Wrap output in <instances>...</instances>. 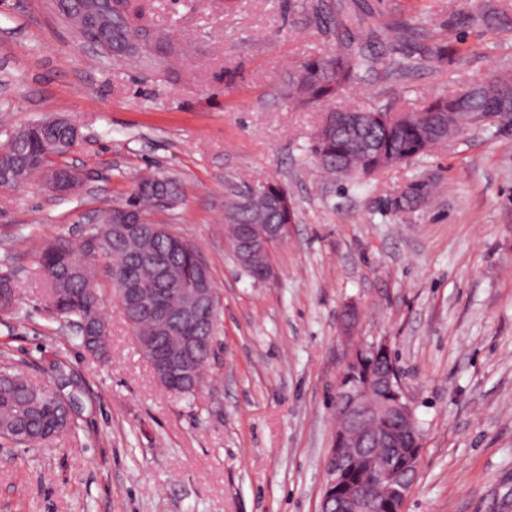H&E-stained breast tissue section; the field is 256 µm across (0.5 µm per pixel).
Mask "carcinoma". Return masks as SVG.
Returning a JSON list of instances; mask_svg holds the SVG:
<instances>
[{
    "label": "carcinoma",
    "instance_id": "carcinoma-1",
    "mask_svg": "<svg viewBox=\"0 0 512 512\" xmlns=\"http://www.w3.org/2000/svg\"><path fill=\"white\" fill-rule=\"evenodd\" d=\"M105 23L112 29V40L128 45L127 57L139 59L149 67L152 61L175 56L177 46L169 32L153 27L133 9L130 0L112 4L110 0H95ZM305 14L326 15L327 25L336 31L342 48L324 51L301 61L290 73L283 97L299 105H325L343 92L364 82L377 70L379 56L365 50L359 30V17L353 0H343L335 7L323 0H301ZM483 26L491 30L512 29V0H486L476 8ZM429 17L395 21L382 31L371 33L374 42L392 45L396 42L421 44L419 58L401 71L440 64L457 54V49L446 42L428 41ZM472 92L462 97L460 92L440 94L430 98L420 108L396 109L389 102L374 101L360 109L338 110L328 116L318 128L311 144V153L317 166L327 175L340 178L369 176L396 164L407 163L428 155L432 149L450 140L448 130L455 135L471 128L470 117L479 113L484 122H503L512 119V71L493 75L487 80L469 84ZM359 116L364 124L365 138L350 134L343 119ZM59 128L49 125L38 129L25 127L6 134L0 145V186L15 188L29 176L34 165L49 149ZM179 198L176 182L158 173L146 175L137 183L126 205L145 218L156 210L157 192ZM432 188L425 182L411 185L394 200V208L411 209L429 197ZM286 189L277 182L265 186V195L250 198L234 194L224 202L230 224H288L295 220V205L283 211L277 199ZM88 235L99 240L96 257L105 263L108 287L116 291L112 279V265L122 259L131 280L143 287L152 285L156 268L146 258L148 253L165 255L169 267L180 274L195 261L199 250L188 243L183 253H168V238L159 235L148 243L138 238L122 239L112 234V225H95ZM84 240L68 243V252L60 253L48 244L37 254V263L43 269L48 288V302L53 314L67 322L74 331L72 340L84 349L95 347V332L83 325L89 310L101 308L97 270L83 263ZM18 300L16 286L9 274H0V309L13 308ZM82 390L63 374L53 386L38 388L15 371H0V440L16 446L31 447L44 442L48 422L80 428Z\"/></svg>",
    "mask_w": 512,
    "mask_h": 512
}]
</instances>
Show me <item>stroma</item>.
<instances>
[{
    "label": "stroma",
    "mask_w": 512,
    "mask_h": 512,
    "mask_svg": "<svg viewBox=\"0 0 512 512\" xmlns=\"http://www.w3.org/2000/svg\"><path fill=\"white\" fill-rule=\"evenodd\" d=\"M140 2L181 47L153 68L89 49L53 0H0V143L67 117L80 138L66 162L83 176L67 195L36 175L0 188V272L19 290L17 313H0V368L42 385L62 365L88 394L78 433L0 441V512H319L336 384L356 344L381 340L423 435L402 512H512V123L329 180L309 152L321 110L281 96L299 61L336 45L300 0ZM428 7L452 61L392 73L388 60L416 46L380 48L376 75L336 107L418 106L512 68V33L473 20L472 0ZM149 169L180 195L152 220L198 247L218 296L214 351L187 397L157 382L112 294L108 358L71 342L35 258L82 238ZM272 179L296 218L273 251L276 278L257 283L228 247L224 201ZM422 181L437 193L391 210Z\"/></svg>",
    "instance_id": "obj_1"
}]
</instances>
